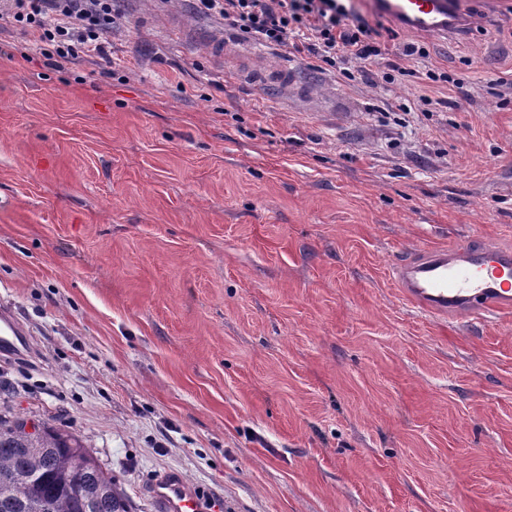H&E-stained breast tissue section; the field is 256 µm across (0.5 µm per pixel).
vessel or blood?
Instances as JSON below:
<instances>
[{"label":"vessel or blood","instance_id":"b4317fda","mask_svg":"<svg viewBox=\"0 0 512 512\" xmlns=\"http://www.w3.org/2000/svg\"><path fill=\"white\" fill-rule=\"evenodd\" d=\"M397 23L426 33H451L449 0H373ZM403 295L424 312L476 317L512 309V250L488 242L415 250L392 268ZM29 338L9 307L0 308V355L28 353ZM155 512H215L213 499L168 473L150 487Z\"/></svg>","mask_w":512,"mask_h":512}]
</instances>
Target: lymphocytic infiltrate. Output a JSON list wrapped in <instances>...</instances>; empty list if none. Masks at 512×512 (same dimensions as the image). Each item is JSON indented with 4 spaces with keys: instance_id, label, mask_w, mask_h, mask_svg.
Listing matches in <instances>:
<instances>
[{
    "instance_id": "1",
    "label": "lymphocytic infiltrate",
    "mask_w": 512,
    "mask_h": 512,
    "mask_svg": "<svg viewBox=\"0 0 512 512\" xmlns=\"http://www.w3.org/2000/svg\"><path fill=\"white\" fill-rule=\"evenodd\" d=\"M194 8L348 82L374 67L383 82L397 83L410 75V57L425 53L414 44L389 53L392 30L370 22L355 0H195ZM0 15L32 33L52 69L97 58L106 64L104 76H111L112 0H0Z\"/></svg>"
}]
</instances>
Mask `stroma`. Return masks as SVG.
I'll return each instance as SVG.
<instances>
[{
  "label": "stroma",
  "mask_w": 512,
  "mask_h": 512,
  "mask_svg": "<svg viewBox=\"0 0 512 512\" xmlns=\"http://www.w3.org/2000/svg\"><path fill=\"white\" fill-rule=\"evenodd\" d=\"M510 6L398 28L455 81L425 114L416 79L345 83L192 0H118L109 78L13 59L0 20V303L30 341L0 413L77 434L134 512L169 472L222 512H512V312L440 321L392 278L512 248V22L485 20ZM246 74L255 77L256 82L261 85H266L269 80L273 79L279 84V87L284 93H288V87H296L302 93L304 90V85L299 82V76L293 71L288 72V70L276 69L269 73L263 72L259 75H255L253 69L248 68Z\"/></svg>",
  "instance_id": "35a3bbf8"
}]
</instances>
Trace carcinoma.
Returning <instances> with one entry per match:
<instances>
[{
	"mask_svg": "<svg viewBox=\"0 0 512 512\" xmlns=\"http://www.w3.org/2000/svg\"><path fill=\"white\" fill-rule=\"evenodd\" d=\"M133 512L129 498L74 433L27 430L0 415V512Z\"/></svg>",
	"mask_w": 512,
	"mask_h": 512,
	"instance_id": "carcinoma-1",
	"label": "carcinoma"
}]
</instances>
